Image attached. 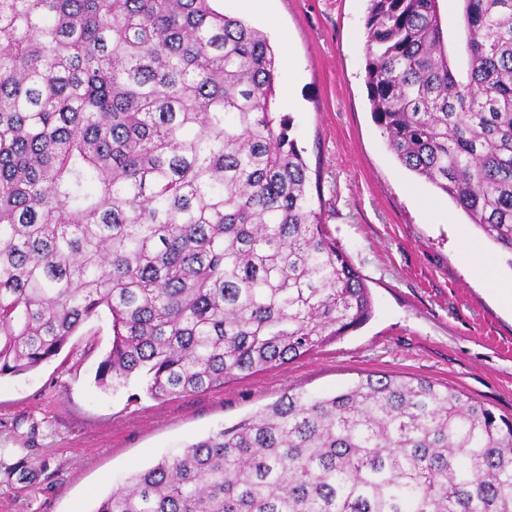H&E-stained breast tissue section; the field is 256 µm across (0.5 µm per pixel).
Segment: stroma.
<instances>
[{
  "mask_svg": "<svg viewBox=\"0 0 512 512\" xmlns=\"http://www.w3.org/2000/svg\"><path fill=\"white\" fill-rule=\"evenodd\" d=\"M219 6L266 34L292 73L279 81V107L372 316L288 364L166 400L95 384L112 331L107 317L89 320L56 358L0 377V512H92L129 474L284 391L328 394L369 373L429 378L512 416V309L494 292L512 287V257L389 149L365 83L367 0H259L247 14L239 0ZM475 251L490 269L473 263Z\"/></svg>",
  "mask_w": 512,
  "mask_h": 512,
  "instance_id": "1",
  "label": "stroma"
}]
</instances>
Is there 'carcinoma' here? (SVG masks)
Instances as JSON below:
<instances>
[{
  "label": "carcinoma",
  "mask_w": 512,
  "mask_h": 512,
  "mask_svg": "<svg viewBox=\"0 0 512 512\" xmlns=\"http://www.w3.org/2000/svg\"><path fill=\"white\" fill-rule=\"evenodd\" d=\"M462 2L459 69L439 0H368V100L512 255V0ZM277 90L267 36L216 0H0V377L105 315L98 387L163 400L371 318ZM92 512H512V418L422 378L290 390Z\"/></svg>",
  "instance_id": "cac0c4a2"
}]
</instances>
